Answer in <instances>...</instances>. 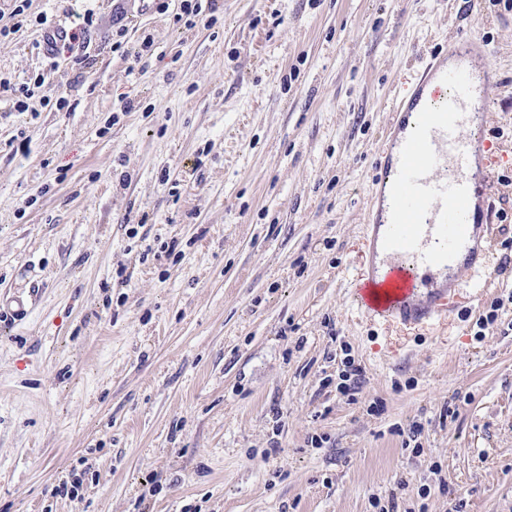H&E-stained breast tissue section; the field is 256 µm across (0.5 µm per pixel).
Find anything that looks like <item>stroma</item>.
Masks as SVG:
<instances>
[{"instance_id":"obj_1","label":"stroma","mask_w":512,"mask_h":512,"mask_svg":"<svg viewBox=\"0 0 512 512\" xmlns=\"http://www.w3.org/2000/svg\"><path fill=\"white\" fill-rule=\"evenodd\" d=\"M158 2L0 0L16 85L39 18L95 20L43 89L67 109L0 95V304L36 292L0 317V512H512V305L474 336L512 272L422 329L352 295L393 87L470 25L512 139V10Z\"/></svg>"}]
</instances>
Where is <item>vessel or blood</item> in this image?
<instances>
[{
	"instance_id": "1",
	"label": "vessel or blood",
	"mask_w": 512,
	"mask_h": 512,
	"mask_svg": "<svg viewBox=\"0 0 512 512\" xmlns=\"http://www.w3.org/2000/svg\"><path fill=\"white\" fill-rule=\"evenodd\" d=\"M484 41L458 35L412 87L396 90L380 170L371 187V263L354 285L366 319L425 327L467 291L482 300L499 275L493 206L476 207L472 171L484 184L512 161V146L486 140V102L496 81L479 60Z\"/></svg>"
}]
</instances>
